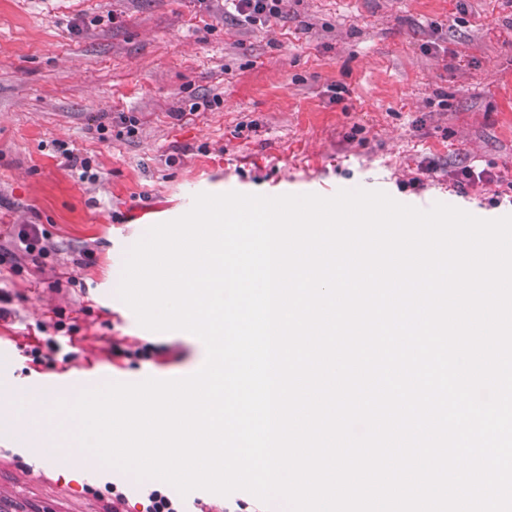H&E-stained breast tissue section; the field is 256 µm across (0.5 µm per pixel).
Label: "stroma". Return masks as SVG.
<instances>
[{
	"instance_id": "1",
	"label": "stroma",
	"mask_w": 512,
	"mask_h": 512,
	"mask_svg": "<svg viewBox=\"0 0 512 512\" xmlns=\"http://www.w3.org/2000/svg\"><path fill=\"white\" fill-rule=\"evenodd\" d=\"M462 166L489 182L457 193ZM355 188L512 214V0H288L267 27L222 0H0V249L14 255L0 266V386L195 373L197 336L148 330L119 299L129 249L201 193ZM24 224L40 225L45 254L18 242ZM39 332L55 343L46 365L25 352ZM114 336L162 355L112 360ZM112 481L139 512L133 475L102 465L91 482L0 435L16 512H110L94 492Z\"/></svg>"
}]
</instances>
